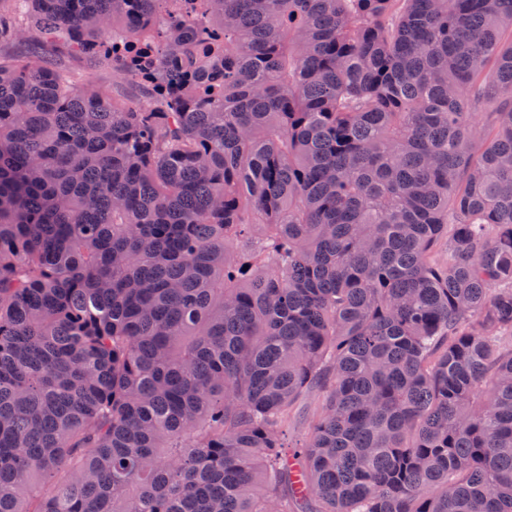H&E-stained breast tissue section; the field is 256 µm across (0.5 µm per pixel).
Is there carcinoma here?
<instances>
[{"instance_id": "carcinoma-1", "label": "carcinoma", "mask_w": 512, "mask_h": 512, "mask_svg": "<svg viewBox=\"0 0 512 512\" xmlns=\"http://www.w3.org/2000/svg\"><path fill=\"white\" fill-rule=\"evenodd\" d=\"M508 30L0 0V512H512ZM46 53L55 57L62 65L75 71L78 82L82 85H104L112 89L114 97L120 100H132L141 96L139 86L134 82L124 81L112 75V70L103 66H89L82 61L59 55L55 48L46 47ZM321 399L322 396L318 391L313 390L307 393L294 411L288 425L283 428L279 439L287 453L288 448L295 446L296 443H299V440H303L306 436Z\"/></svg>"}]
</instances>
